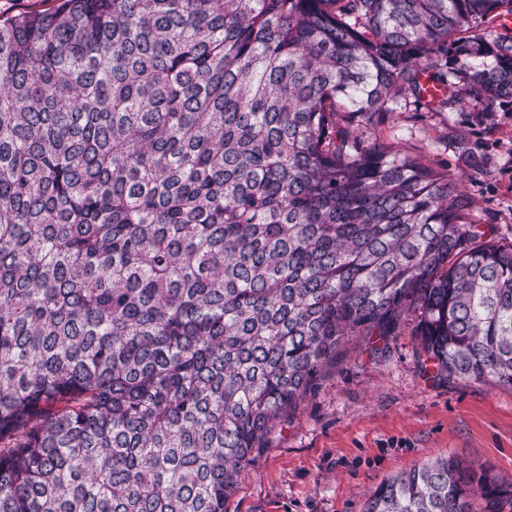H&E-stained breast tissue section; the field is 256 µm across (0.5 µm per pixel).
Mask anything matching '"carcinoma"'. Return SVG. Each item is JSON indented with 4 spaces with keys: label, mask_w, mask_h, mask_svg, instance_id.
<instances>
[{
    "label": "carcinoma",
    "mask_w": 512,
    "mask_h": 512,
    "mask_svg": "<svg viewBox=\"0 0 512 512\" xmlns=\"http://www.w3.org/2000/svg\"><path fill=\"white\" fill-rule=\"evenodd\" d=\"M512 0H61L0 23V512H224L352 336L512 388V243L339 117L512 112ZM363 512H512L450 456Z\"/></svg>",
    "instance_id": "obj_1"
}]
</instances>
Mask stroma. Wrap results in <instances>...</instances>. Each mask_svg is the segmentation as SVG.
I'll return each mask as SVG.
<instances>
[{"mask_svg":"<svg viewBox=\"0 0 512 512\" xmlns=\"http://www.w3.org/2000/svg\"><path fill=\"white\" fill-rule=\"evenodd\" d=\"M361 133L461 181L475 230L512 242V113L410 107ZM411 330L347 341L241 466L224 512H363L384 480L451 455L512 476V388L439 374Z\"/></svg>","mask_w":512,"mask_h":512,"instance_id":"35a3bbf8","label":"stroma"}]
</instances>
